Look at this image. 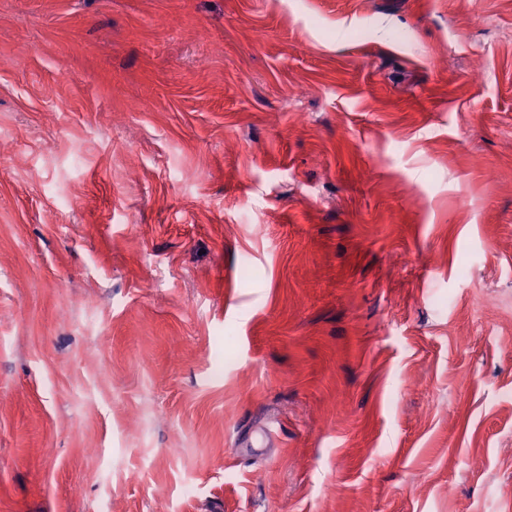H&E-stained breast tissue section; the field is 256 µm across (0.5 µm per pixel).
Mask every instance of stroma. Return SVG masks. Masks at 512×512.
Instances as JSON below:
<instances>
[{"label": "stroma", "mask_w": 512, "mask_h": 512, "mask_svg": "<svg viewBox=\"0 0 512 512\" xmlns=\"http://www.w3.org/2000/svg\"><path fill=\"white\" fill-rule=\"evenodd\" d=\"M0 512H512V0H0Z\"/></svg>", "instance_id": "35a3bbf8"}]
</instances>
